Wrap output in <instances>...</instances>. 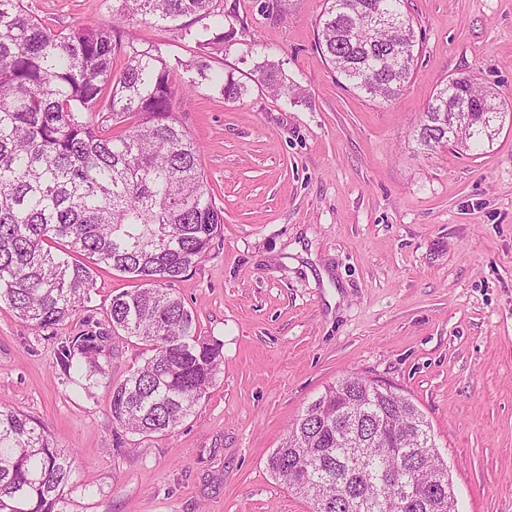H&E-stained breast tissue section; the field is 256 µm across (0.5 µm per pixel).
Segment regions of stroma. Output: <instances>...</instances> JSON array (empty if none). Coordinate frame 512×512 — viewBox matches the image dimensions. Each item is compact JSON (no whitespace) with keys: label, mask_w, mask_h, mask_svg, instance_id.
<instances>
[{"label":"stroma","mask_w":512,"mask_h":512,"mask_svg":"<svg viewBox=\"0 0 512 512\" xmlns=\"http://www.w3.org/2000/svg\"><path fill=\"white\" fill-rule=\"evenodd\" d=\"M237 30L212 61L247 82L225 101L181 82L180 114L224 209L219 235L172 287L224 363L175 430L115 432L106 385L57 364L59 337L104 321L135 280L99 269L56 331L0 302V402L42 421L73 461L66 512H310L266 470L324 389L357 374L432 427L458 512H512V118L492 146L434 154L412 138L436 90L469 75L512 105V0H408L417 73L391 101L346 88L317 47L323 0H217ZM55 28L112 22V0H24ZM207 18L133 21L122 41L168 62L198 53ZM262 52L303 89L273 95Z\"/></svg>","instance_id":"1"}]
</instances>
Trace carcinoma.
<instances>
[{
    "label": "carcinoma",
    "mask_w": 512,
    "mask_h": 512,
    "mask_svg": "<svg viewBox=\"0 0 512 512\" xmlns=\"http://www.w3.org/2000/svg\"><path fill=\"white\" fill-rule=\"evenodd\" d=\"M109 28L87 21L56 29L24 0H0V301L38 330L54 329L91 301L94 274L110 268L141 281L112 297L103 327L58 343L57 364L84 388L109 374L133 337L142 363L109 383L112 423L150 437L190 416L224 363L223 344L197 330L170 285L192 271L224 224L178 117L174 67L152 47L124 46L134 19L176 22L214 15L182 68L220 86L227 102L249 87L210 58L235 37L214 0H119ZM317 29L326 62L370 99L399 95L418 50L407 0H325ZM276 94L298 87L280 63L255 65ZM509 111L472 78L448 79L414 134L419 149L490 145ZM431 427L407 398L375 395L357 374L327 387L267 459L268 471L313 512H456L448 467L429 455ZM403 469L411 499L379 479ZM72 464L38 419L0 403V512H66Z\"/></svg>",
    "instance_id": "obj_1"
}]
</instances>
